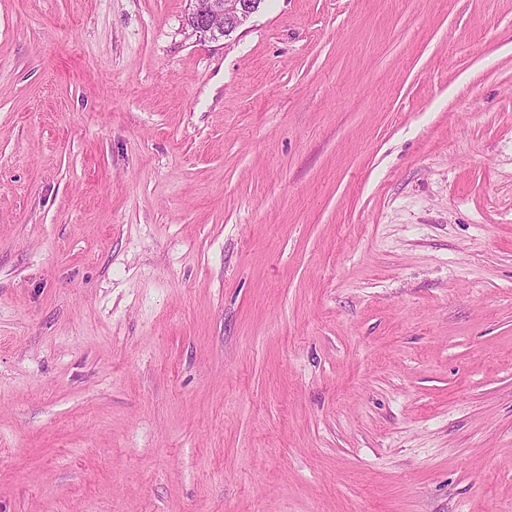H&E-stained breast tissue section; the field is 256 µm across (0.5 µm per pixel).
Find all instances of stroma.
Returning <instances> with one entry per match:
<instances>
[{"label": "stroma", "mask_w": 512, "mask_h": 512, "mask_svg": "<svg viewBox=\"0 0 512 512\" xmlns=\"http://www.w3.org/2000/svg\"><path fill=\"white\" fill-rule=\"evenodd\" d=\"M0 0V512H512V0ZM190 26L196 33L212 39L228 37L259 9V0H195ZM194 1V3H195Z\"/></svg>", "instance_id": "stroma-1"}]
</instances>
